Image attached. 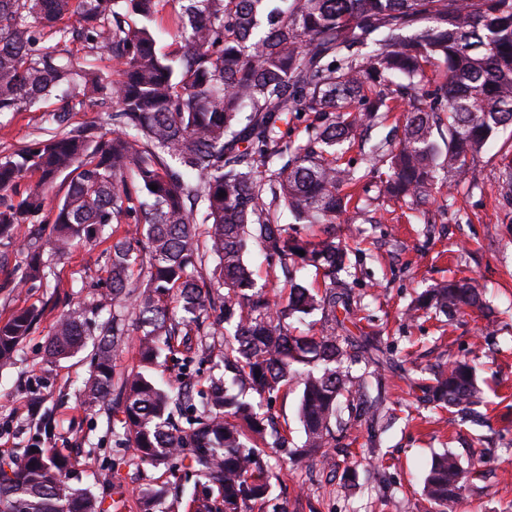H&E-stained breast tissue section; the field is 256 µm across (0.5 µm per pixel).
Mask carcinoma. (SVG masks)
Segmentation results:
<instances>
[{"instance_id":"obj_1","label":"carcinoma","mask_w":512,"mask_h":512,"mask_svg":"<svg viewBox=\"0 0 512 512\" xmlns=\"http://www.w3.org/2000/svg\"><path fill=\"white\" fill-rule=\"evenodd\" d=\"M167 6L175 29L171 50L160 54ZM46 29L58 43L41 41ZM74 37L115 69L59 46ZM51 97L61 102L49 111L54 134L0 156V238L18 224L52 225L18 266V284L45 277L46 253L65 256L81 240L107 244L112 301L129 300L135 275L140 291L129 317L101 324L84 407L104 404L112 354L136 333L140 366L122 378L116 424L140 461L169 474L166 485L142 491L140 512H158L169 486L185 512H246L270 492L265 449L288 447L286 431L267 432L262 405L289 385L302 386L298 457L323 455L344 410L356 422L389 410L378 378L384 351L367 335L338 333L346 326L337 310L355 314L348 291L336 290L346 247L329 232L317 241L292 237L282 217L330 229L340 214L362 216L354 193L362 182L424 205L451 186L448 177L467 174L512 125V0H0V114ZM106 99V124L70 125L69 113ZM293 112L314 115L297 146L288 141ZM392 112L404 113L400 135L369 151L385 168L344 160L339 146L364 126H385ZM502 177L512 205L509 150ZM59 179L65 192L50 208ZM250 245L263 253L276 291L255 287ZM298 265L313 268L321 287L295 281ZM209 278L224 294H214ZM484 308L472 283L459 279L426 289L407 315ZM94 310L77 303L59 316L49 360L86 343ZM317 312L318 331H291V320ZM38 317L29 308L0 324V369L14 364ZM215 335L224 337V375L206 389L176 391L151 373L189 337ZM349 346L372 371L351 374ZM249 392L259 401L246 399ZM480 393L466 360L424 387L429 401L450 407L475 405ZM189 473L197 481L187 496L181 480ZM466 477L456 454L435 456L423 481L426 512H447ZM73 478L69 457L34 443L0 465V512H102L91 488Z\"/></svg>"}]
</instances>
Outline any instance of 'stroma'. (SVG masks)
Wrapping results in <instances>:
<instances>
[{
    "label": "stroma",
    "instance_id": "obj_1",
    "mask_svg": "<svg viewBox=\"0 0 512 512\" xmlns=\"http://www.w3.org/2000/svg\"><path fill=\"white\" fill-rule=\"evenodd\" d=\"M42 111L0 116V154L51 137ZM512 128L500 131L451 190L434 193L431 223L415 219L407 203L379 197L375 184L358 193L371 202L372 223L340 216L337 240L346 244L350 273L344 281L357 298L364 332L380 339L388 357L380 369L381 389L395 413L384 433L369 423L353 426L345 446L328 449L324 461L292 460L271 449V490L262 512H417L422 478L434 454L451 451L474 466L453 512H512V210L499 204L501 147ZM47 224H22L0 238V321L35 308L41 318L20 345L12 368L0 369V444L7 456L22 454L34 438L78 462V473L95 470L107 482L95 486L105 512H139L138 491L165 481L163 468L142 464L128 441L117 440L112 422L122 401L112 393L101 411L85 409L81 387L88 378L94 345L48 363L44 348L67 303L98 297L105 279L102 245L78 243L71 254L51 258L46 280L16 287L15 268ZM469 278L483 292L487 313L453 318L432 311L407 318L406 310L425 288L451 278ZM223 346L206 364L191 353L169 357L158 374L176 385L204 387L207 374L222 375ZM476 359L483 423L462 419L446 406L423 403L413 385L427 383L433 368L456 358ZM348 492L337 484L347 474Z\"/></svg>",
    "mask_w": 512,
    "mask_h": 512
}]
</instances>
